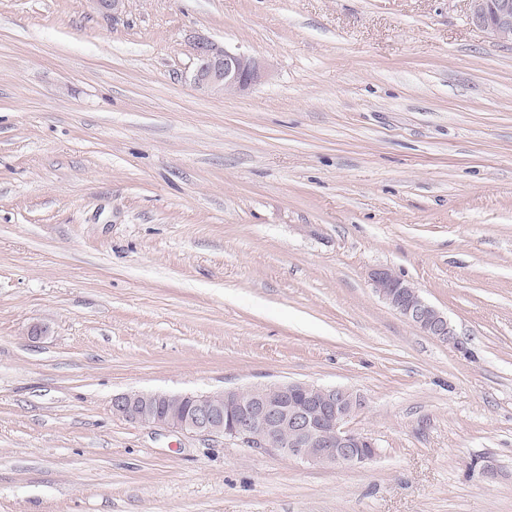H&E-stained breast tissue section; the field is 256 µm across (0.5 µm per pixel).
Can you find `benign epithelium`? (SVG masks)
Returning a JSON list of instances; mask_svg holds the SVG:
<instances>
[{
	"mask_svg": "<svg viewBox=\"0 0 512 512\" xmlns=\"http://www.w3.org/2000/svg\"><path fill=\"white\" fill-rule=\"evenodd\" d=\"M468 2L471 22L512 46V0ZM266 77V66L243 52L208 39L194 45L189 80L203 93L243 92ZM370 279L406 321L429 336L457 342L448 316L412 283L386 267L374 269ZM364 407V398L349 388L300 381L175 395L132 390L112 399L115 415L143 425L224 436L262 451L275 442L280 453L330 467L363 465L377 455L374 443L349 426Z\"/></svg>",
	"mask_w": 512,
	"mask_h": 512,
	"instance_id": "obj_1",
	"label": "benign epithelium"
}]
</instances>
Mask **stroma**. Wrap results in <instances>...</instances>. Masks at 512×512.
<instances>
[{
	"instance_id": "obj_1",
	"label": "stroma",
	"mask_w": 512,
	"mask_h": 512,
	"mask_svg": "<svg viewBox=\"0 0 512 512\" xmlns=\"http://www.w3.org/2000/svg\"><path fill=\"white\" fill-rule=\"evenodd\" d=\"M468 0H0V512H512V46ZM210 39L268 68L187 80ZM386 267L454 344L374 292ZM366 399L318 467L115 416Z\"/></svg>"
}]
</instances>
